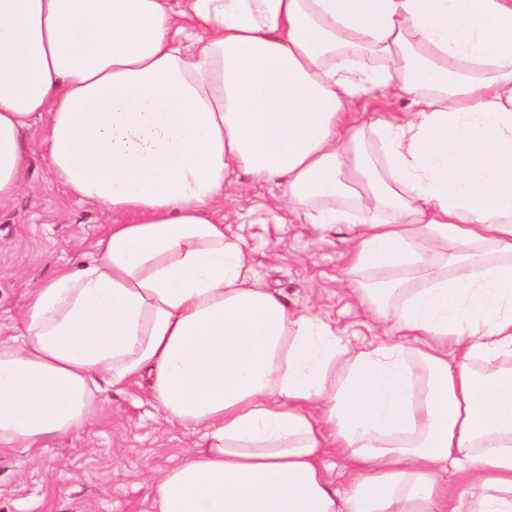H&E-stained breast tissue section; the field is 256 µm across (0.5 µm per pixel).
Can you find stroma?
Segmentation results:
<instances>
[{
  "label": "stroma",
  "instance_id": "35a3bbf8",
  "mask_svg": "<svg viewBox=\"0 0 512 512\" xmlns=\"http://www.w3.org/2000/svg\"><path fill=\"white\" fill-rule=\"evenodd\" d=\"M33 146L27 184L0 206V339L16 335L27 294L63 267L96 252L110 218L69 193L43 156L41 125L26 133ZM270 184L239 175L221 214L225 233L248 250L258 279L298 312L317 314L355 345L394 343L390 318L360 307L355 290L388 271L350 272L353 234L345 224H302ZM84 429L26 450L0 447V512H152V484L202 447L199 433L168 422L147 378L106 390Z\"/></svg>",
  "mask_w": 512,
  "mask_h": 512
}]
</instances>
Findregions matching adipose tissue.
<instances>
[{"label":"adipose tissue","mask_w":512,"mask_h":512,"mask_svg":"<svg viewBox=\"0 0 512 512\" xmlns=\"http://www.w3.org/2000/svg\"><path fill=\"white\" fill-rule=\"evenodd\" d=\"M377 91L406 111L365 119ZM39 120L54 177L126 219L0 341V446L144 376L204 441L155 512H512V0H0V205ZM241 172L355 224L352 270L393 272L360 297H396L412 348H355L257 282L218 216Z\"/></svg>","instance_id":"ef3b65f1"}]
</instances>
